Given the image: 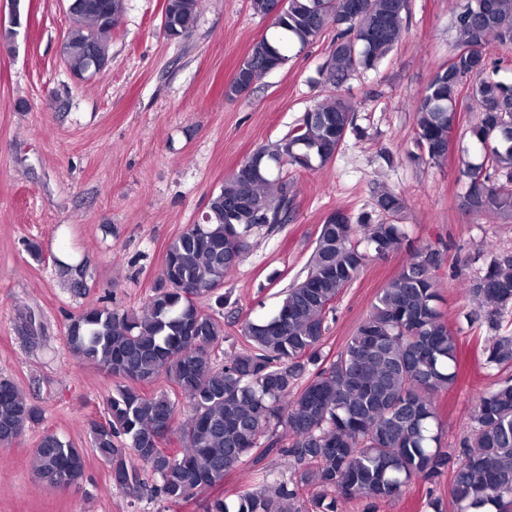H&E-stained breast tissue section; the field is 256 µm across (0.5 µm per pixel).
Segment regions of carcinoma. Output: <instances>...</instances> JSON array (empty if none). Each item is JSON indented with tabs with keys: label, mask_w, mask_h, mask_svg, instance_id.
<instances>
[{
	"label": "carcinoma",
	"mask_w": 512,
	"mask_h": 512,
	"mask_svg": "<svg viewBox=\"0 0 512 512\" xmlns=\"http://www.w3.org/2000/svg\"><path fill=\"white\" fill-rule=\"evenodd\" d=\"M69 31L61 59L71 75L103 69L112 30L125 0H67ZM477 0L454 22L451 64L440 66L414 105L418 146L439 163L448 130L461 107L478 105L469 128L482 157L468 163L466 211L512 218V82L490 73L487 47L494 40L512 49V0ZM253 12L272 21L275 34L255 42L226 95L246 92L262 76L284 66L295 47L314 43L329 27L336 42L320 71L336 94L305 112L279 141L257 149L261 162H242L205 206V220L189 225L168 246L165 266L141 313L91 307L73 317L66 344L80 360L119 380L103 422H90L91 445L110 466L112 481L131 496L146 484L138 464L158 478L150 492L168 504L186 502L224 480L250 454L254 463L277 453L297 473L290 484L263 474V482L229 505L209 500L204 512H343L348 501L388 502L415 481L448 474V508L433 512H512V379L482 395L473 434L455 454L441 445L435 397L458 375V337L439 308L435 272L440 252L406 243L401 225L367 216L322 224L306 275L283 291L276 312L246 319L247 348L222 351L224 317L199 300L224 284L241 260L249 232L260 224H284L294 184L281 176L291 165L311 169L336 156L356 130L355 110L340 88L358 70H374L403 36L408 0H250ZM200 0H165L168 36L192 31ZM23 0H11V21L0 41L14 45L22 26ZM376 208L389 215L401 198L382 191ZM407 248L408 262L381 290L368 317L344 348L328 359L322 351L327 316L371 257ZM498 315L512 306V255H493L482 275L465 286ZM488 368L512 367V334L484 346ZM161 376L172 392L144 388ZM189 413L179 419V400ZM41 418L39 408L9 378H0V444L21 436ZM283 433H278V430ZM174 440L177 447L164 444ZM40 480L77 488L85 478V452L54 433L42 435L34 452ZM314 489L307 502L303 490Z\"/></svg>",
	"instance_id": "carcinoma-1"
}]
</instances>
